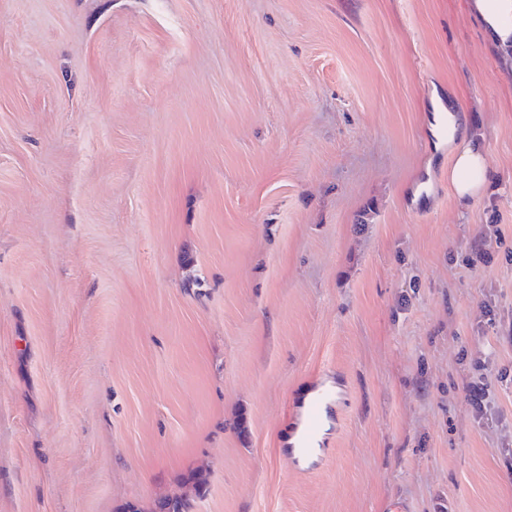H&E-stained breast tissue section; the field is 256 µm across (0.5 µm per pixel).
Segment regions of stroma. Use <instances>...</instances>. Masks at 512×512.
<instances>
[{
  "mask_svg": "<svg viewBox=\"0 0 512 512\" xmlns=\"http://www.w3.org/2000/svg\"><path fill=\"white\" fill-rule=\"evenodd\" d=\"M473 2L0 0V512H512V40ZM436 112L433 132L438 133L441 119L448 121V143L453 146L454 164L448 173V179L460 198L477 195L484 187L487 179L488 166L485 154L478 146H474L469 138L460 130L456 115L451 112L448 102V112L444 107ZM311 398L307 404L303 403V421H304V437L305 440L313 434L317 427L321 424L326 407L327 393L323 387L310 391Z\"/></svg>",
  "mask_w": 512,
  "mask_h": 512,
  "instance_id": "obj_1",
  "label": "stroma"
}]
</instances>
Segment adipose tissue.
Listing matches in <instances>:
<instances>
[{
	"instance_id": "1",
	"label": "adipose tissue",
	"mask_w": 512,
	"mask_h": 512,
	"mask_svg": "<svg viewBox=\"0 0 512 512\" xmlns=\"http://www.w3.org/2000/svg\"><path fill=\"white\" fill-rule=\"evenodd\" d=\"M446 118L448 142L454 151V164L448 174V179L459 197L475 196L483 189L487 179L486 157L483 151L474 146L470 139L462 133L454 113H447Z\"/></svg>"
}]
</instances>
